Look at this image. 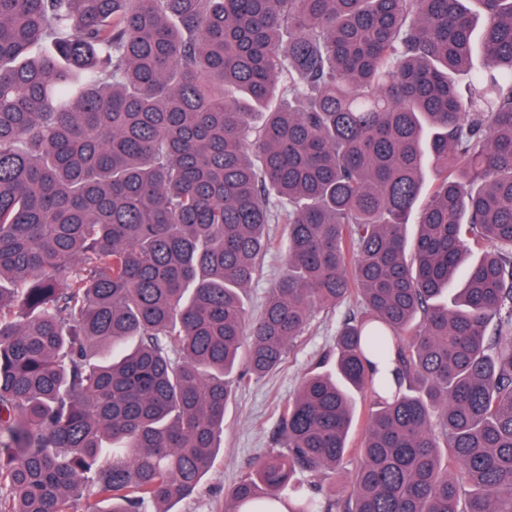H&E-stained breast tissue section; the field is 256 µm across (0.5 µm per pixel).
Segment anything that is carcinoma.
<instances>
[{"label": "carcinoma", "instance_id": "cac0c4a2", "mask_svg": "<svg viewBox=\"0 0 512 512\" xmlns=\"http://www.w3.org/2000/svg\"><path fill=\"white\" fill-rule=\"evenodd\" d=\"M465 2L0 0V512L190 495L352 296L224 512H512V0ZM284 231V224H270L269 226L273 248L266 256L261 270L257 273V277L251 285V289L247 292V309L251 313L257 312L265 292L268 288H271L285 267L282 251L285 239ZM351 396L354 409V422L349 435V446L350 448H356L365 430L370 403L369 397H366L363 393L353 392ZM359 465V457L355 453H350L346 458L345 473L338 477L334 474H324L315 480L320 483V492L318 496L334 497L336 500H344L352 489V475Z\"/></svg>", "mask_w": 512, "mask_h": 512}]
</instances>
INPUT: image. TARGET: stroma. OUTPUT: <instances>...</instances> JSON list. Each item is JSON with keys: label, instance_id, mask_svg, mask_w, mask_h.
<instances>
[{"label": "stroma", "instance_id": "obj_1", "mask_svg": "<svg viewBox=\"0 0 512 512\" xmlns=\"http://www.w3.org/2000/svg\"><path fill=\"white\" fill-rule=\"evenodd\" d=\"M284 231L281 224L269 227L273 248L247 293L249 312H257L265 292L285 267ZM357 309L356 299L351 298L335 310L318 314L275 372L236 392L225 413L221 450L211 470L192 496L168 503V512H224V497L233 484L273 448L280 412L295 395L301 376L332 348L338 325Z\"/></svg>", "mask_w": 512, "mask_h": 512}]
</instances>
